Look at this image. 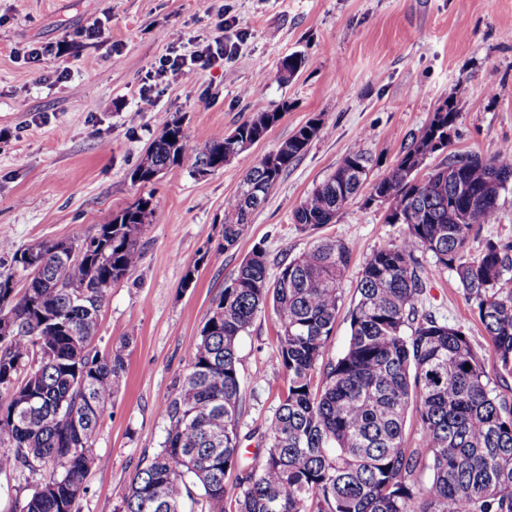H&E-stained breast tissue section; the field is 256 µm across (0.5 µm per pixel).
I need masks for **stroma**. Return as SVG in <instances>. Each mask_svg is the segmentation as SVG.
Returning <instances> with one entry per match:
<instances>
[{
    "label": "stroma",
    "instance_id": "obj_1",
    "mask_svg": "<svg viewBox=\"0 0 512 512\" xmlns=\"http://www.w3.org/2000/svg\"><path fill=\"white\" fill-rule=\"evenodd\" d=\"M223 33L224 62L193 83L157 77L153 111L137 104L149 74L170 48L191 54ZM306 67L288 82L278 70L292 53ZM460 99L449 152L493 155L512 143V0H0V239L12 250L41 241H81L139 197L160 206L140 234L136 272L109 290L93 347L123 348L126 373L104 413L77 512H119L142 459L165 435L159 405L186 373L201 328L242 260L265 251L269 274L332 238L351 252L327 360L350 336L349 311L367 258L399 243L403 224L385 205L348 202L334 223L307 230L292 213L349 153L369 159V181L391 171L406 143L434 112ZM287 105L281 121L224 168L192 172L191 161L150 184L132 182L141 155L173 119L204 144L255 113ZM327 127L251 217V232L222 250L224 211L254 159L313 118ZM447 151V152H448ZM499 216L469 244L512 240V184ZM426 278L420 310L460 328L487 372L497 359L454 272L416 255ZM194 281L184 285L187 270ZM278 324L258 313L238 341L243 465L285 385L274 365Z\"/></svg>",
    "mask_w": 512,
    "mask_h": 512
}]
</instances>
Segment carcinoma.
Segmentation results:
<instances>
[{
	"label": "carcinoma",
	"instance_id": "carcinoma-1",
	"mask_svg": "<svg viewBox=\"0 0 512 512\" xmlns=\"http://www.w3.org/2000/svg\"><path fill=\"white\" fill-rule=\"evenodd\" d=\"M285 58L284 81L306 66ZM288 111V102L260 112L232 133L198 146L174 120L131 170V181L193 160L224 167L260 140ZM458 103H444L404 147L369 200L388 205V219L407 225L398 244L366 260L350 313L346 350L324 362L341 295L349 249L321 240L280 265L270 278L266 254L255 249L224 287L200 331L188 369L160 405L161 449L141 461L125 488L120 512H183L198 486L210 512H224L225 473L237 469L236 512H512V404L491 379L463 331L419 311L425 278L415 254L455 272L474 303L498 357L496 377H512V242L485 243L466 258L474 227L498 215V198L512 182V147L495 154H454L426 176L425 160L448 144ZM326 131L314 119L278 148L249 164L224 211V243L235 245L290 166ZM367 179V159L346 155L334 173L293 212L302 228L332 224ZM159 201L141 197L100 224L61 256L62 242H41L13 253L0 269V472L51 474L20 512H75L85 491L101 417L112 406L126 370L122 350L101 355L90 344L112 285L139 266L142 226ZM272 309L280 330L274 362L286 389L262 435V458L241 467L242 412L238 341L256 315ZM30 405L20 417L15 406ZM422 447L404 446L408 412ZM430 471L427 484L418 473Z\"/></svg>",
	"mask_w": 512,
	"mask_h": 512
}]
</instances>
